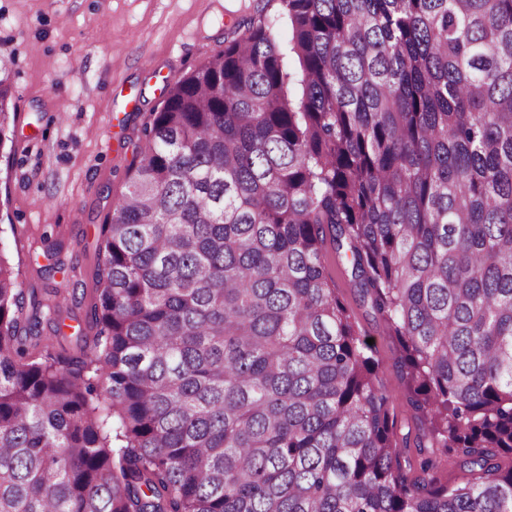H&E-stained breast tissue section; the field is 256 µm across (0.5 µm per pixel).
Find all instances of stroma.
I'll return each instance as SVG.
<instances>
[{
  "label": "stroma",
  "mask_w": 512,
  "mask_h": 512,
  "mask_svg": "<svg viewBox=\"0 0 512 512\" xmlns=\"http://www.w3.org/2000/svg\"><path fill=\"white\" fill-rule=\"evenodd\" d=\"M260 10L287 37L278 0H0L16 112L14 139L0 151V255L24 298L60 304L64 323L45 315L39 326L53 351L79 357L99 330L101 228L167 87ZM328 269L374 340L399 426L415 429L383 322L357 301L346 264L332 258Z\"/></svg>",
  "instance_id": "stroma-1"
}]
</instances>
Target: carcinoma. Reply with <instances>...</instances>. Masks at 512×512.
I'll return each instance as SVG.
<instances>
[{
    "label": "carcinoma",
    "mask_w": 512,
    "mask_h": 512,
    "mask_svg": "<svg viewBox=\"0 0 512 512\" xmlns=\"http://www.w3.org/2000/svg\"><path fill=\"white\" fill-rule=\"evenodd\" d=\"M282 3L288 52L235 23L154 113L90 351L31 356L0 255V512H512V0ZM329 242L398 343L415 461Z\"/></svg>",
    "instance_id": "carcinoma-1"
}]
</instances>
